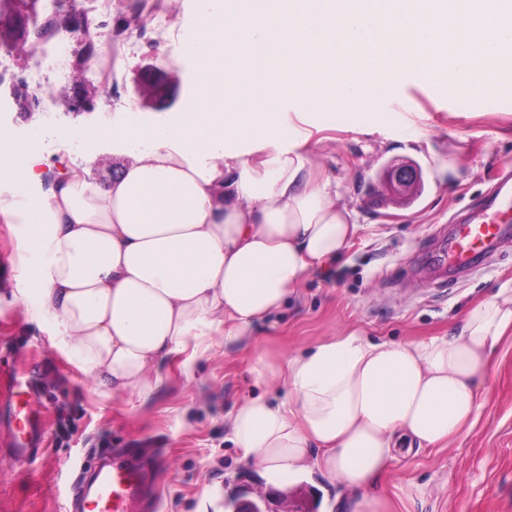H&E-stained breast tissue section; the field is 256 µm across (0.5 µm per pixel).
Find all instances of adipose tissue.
Here are the masks:
<instances>
[{"label":"adipose tissue","mask_w":512,"mask_h":512,"mask_svg":"<svg viewBox=\"0 0 512 512\" xmlns=\"http://www.w3.org/2000/svg\"><path fill=\"white\" fill-rule=\"evenodd\" d=\"M187 50L197 83L187 114L63 131L112 142V174L16 144L0 155L10 196L0 221L27 224L38 256V317L55 346L113 399L148 400L178 357L240 342L308 279L328 275L361 229L341 186L281 145L276 102H375L409 69L457 87L512 81V0H269L205 10ZM264 140L231 154L225 137ZM512 342V287L465 314L456 335L374 342L351 330L278 367L251 372L285 388L229 415L227 438L267 481L317 473L360 491L354 512H390L371 489L405 447L443 448L477 421L491 357Z\"/></svg>","instance_id":"1"}]
</instances>
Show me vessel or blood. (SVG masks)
<instances>
[{"mask_svg": "<svg viewBox=\"0 0 512 512\" xmlns=\"http://www.w3.org/2000/svg\"><path fill=\"white\" fill-rule=\"evenodd\" d=\"M512 241V181L501 180L493 197L470 210L465 224L434 256L437 269L455 272L470 267L482 254ZM16 428L8 446L13 456L29 460L35 455L40 437L30 400L18 402L14 410ZM148 493L140 466L132 461L113 457L101 463L91 482L75 493L77 512L92 505L94 512H139Z\"/></svg>", "mask_w": 512, "mask_h": 512, "instance_id": "b4317fda", "label": "vessel or blood"}]
</instances>
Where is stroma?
I'll return each instance as SVG.
<instances>
[{
    "mask_svg": "<svg viewBox=\"0 0 512 512\" xmlns=\"http://www.w3.org/2000/svg\"><path fill=\"white\" fill-rule=\"evenodd\" d=\"M90 37H68L63 65L39 93L43 111L25 112L13 90L37 58L17 55L0 73V151L15 142L75 162L96 156L95 177L112 172V145L63 144L57 133L119 116L123 121L175 118L194 97L203 0H77ZM81 89L92 107L73 106ZM482 106L476 93L453 89L447 72L429 81L406 71L388 86L383 105L328 102L305 110L290 98L279 111L284 138L303 142L315 170L336 177L361 226L332 273L310 279L242 343L217 345L183 366L173 361L163 391L148 402L104 399L49 325L35 321L37 294L24 289L15 264L29 232L0 222V512H70L75 485L102 454L134 448L157 458L151 474L157 512H232L228 503L260 490L270 512L298 504L307 512H352L355 493L320 478L266 483L258 467L230 443L228 414L249 395L283 398L285 389L249 371L257 354L285 362L328 336L359 330L374 341L426 340L458 332L466 312L498 288L512 286V242L469 274L440 280L417 273L439 236L467 206H480L504 161H512V88ZM40 130H32L31 119ZM415 162L422 188L393 196L379 178ZM452 170L442 173L441 163ZM20 378L33 391L41 438L35 463L7 446L12 419L5 386ZM479 423L449 447L401 458L375 488L393 512H512V352L496 354L481 390ZM222 496L203 504V490Z\"/></svg>",
    "mask_w": 512,
    "mask_h": 512,
    "instance_id": "1",
    "label": "stroma"
}]
</instances>
